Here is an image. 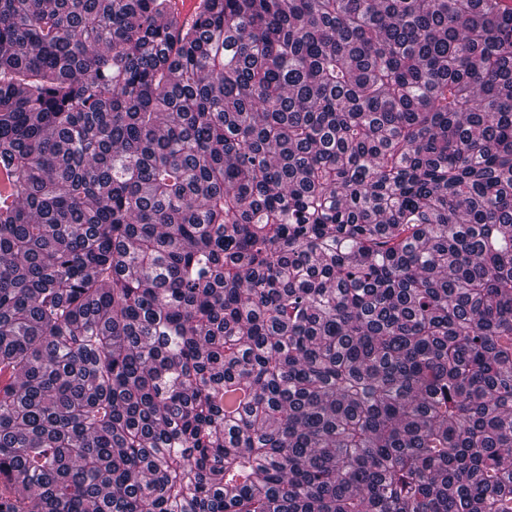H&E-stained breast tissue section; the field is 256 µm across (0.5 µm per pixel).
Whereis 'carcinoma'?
<instances>
[{"mask_svg": "<svg viewBox=\"0 0 512 512\" xmlns=\"http://www.w3.org/2000/svg\"><path fill=\"white\" fill-rule=\"evenodd\" d=\"M0 512H512V10L0 0Z\"/></svg>", "mask_w": 512, "mask_h": 512, "instance_id": "1", "label": "carcinoma"}]
</instances>
